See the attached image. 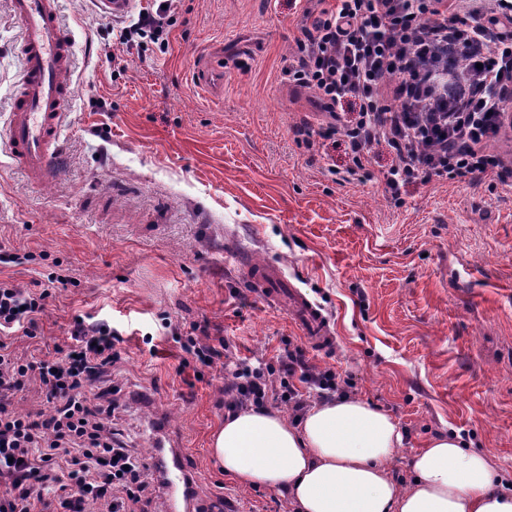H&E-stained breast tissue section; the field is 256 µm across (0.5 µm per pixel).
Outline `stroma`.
<instances>
[{"instance_id": "1", "label": "stroma", "mask_w": 512, "mask_h": 512, "mask_svg": "<svg viewBox=\"0 0 512 512\" xmlns=\"http://www.w3.org/2000/svg\"><path fill=\"white\" fill-rule=\"evenodd\" d=\"M169 47L125 41L95 0H59L75 37L74 94L56 180L39 187L0 155V248L33 254L0 265L22 287L67 268L36 338L17 354L59 358L75 315L119 331L122 421L149 464L179 461L198 500L226 495L236 512H289L278 489L224 475L209 440L224 423V376L178 372L165 322L208 320L236 356L268 362L284 341L349 381L406 434L392 474L437 434L458 432L512 479V181H434L395 204L379 179L336 183L343 146L311 157L294 140L317 121L285 80L301 7L288 0H175ZM19 28L0 0V122L20 74ZM222 68V90L198 79ZM278 268L331 320L335 343L308 344L267 302L243 261ZM165 435V445L152 439Z\"/></svg>"}]
</instances>
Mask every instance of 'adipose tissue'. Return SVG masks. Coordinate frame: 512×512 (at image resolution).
<instances>
[{
    "label": "adipose tissue",
    "instance_id": "1",
    "mask_svg": "<svg viewBox=\"0 0 512 512\" xmlns=\"http://www.w3.org/2000/svg\"><path fill=\"white\" fill-rule=\"evenodd\" d=\"M403 443L388 413L341 397L296 422L272 410L227 415L210 451L225 474L284 489L291 512H512V486L455 432L410 457L401 487L391 467Z\"/></svg>",
    "mask_w": 512,
    "mask_h": 512
}]
</instances>
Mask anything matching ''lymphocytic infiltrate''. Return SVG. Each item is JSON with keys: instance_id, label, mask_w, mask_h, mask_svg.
<instances>
[{"instance_id": "lymphocytic-infiltrate-1", "label": "lymphocytic infiltrate", "mask_w": 512, "mask_h": 512, "mask_svg": "<svg viewBox=\"0 0 512 512\" xmlns=\"http://www.w3.org/2000/svg\"><path fill=\"white\" fill-rule=\"evenodd\" d=\"M304 9L301 35L282 73L307 90L317 123L294 128L309 153L343 138L349 156L343 180H369L373 147L387 150L386 192L400 200L409 186L459 181L474 173L512 180V6L507 0H315ZM172 0H158L127 27L126 40L150 38L167 48ZM458 69L451 88L432 83L438 69ZM71 277L52 274L44 288L0 279V512H160L159 486L149 464L117 429L120 404L119 332L77 315L72 342L58 360L21 359L16 336L35 338L46 301ZM184 354L222 368L225 411L281 407L300 414L308 389L345 393L333 370L316 369L299 345H285L275 362L234 358L223 337L197 322L173 332ZM37 388L40 409L20 413L16 398ZM96 388L87 398L85 388ZM67 476L60 494L53 483ZM40 493H32V486Z\"/></svg>"}]
</instances>
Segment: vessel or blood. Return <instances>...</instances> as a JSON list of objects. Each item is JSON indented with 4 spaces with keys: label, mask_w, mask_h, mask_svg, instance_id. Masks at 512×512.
Wrapping results in <instances>:
<instances>
[{
    "label": "vessel or blood",
    "mask_w": 512,
    "mask_h": 512,
    "mask_svg": "<svg viewBox=\"0 0 512 512\" xmlns=\"http://www.w3.org/2000/svg\"><path fill=\"white\" fill-rule=\"evenodd\" d=\"M22 27L21 79L0 145L30 182L53 181L61 131L72 95L69 74L74 38L61 20L58 0H9ZM291 318L313 344L330 348L334 339L327 317L298 291L290 293Z\"/></svg>",
    "instance_id": "b4317fda"
}]
</instances>
